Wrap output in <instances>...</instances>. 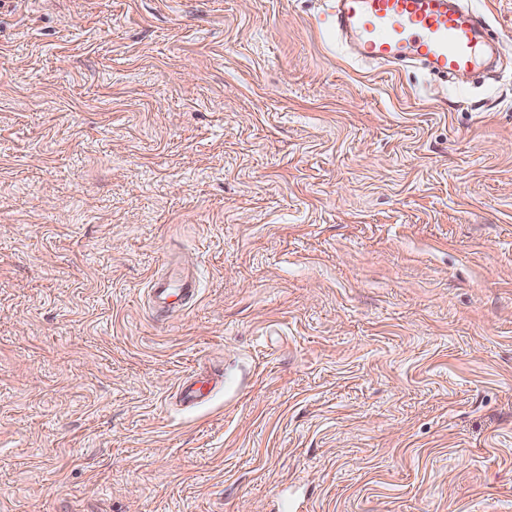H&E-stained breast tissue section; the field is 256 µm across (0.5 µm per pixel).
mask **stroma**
Listing matches in <instances>:
<instances>
[{"label": "stroma", "instance_id": "35a3bbf8", "mask_svg": "<svg viewBox=\"0 0 512 512\" xmlns=\"http://www.w3.org/2000/svg\"><path fill=\"white\" fill-rule=\"evenodd\" d=\"M468 4L482 80L328 0H5L0 512H512V0ZM197 291L192 274L177 266L174 273L153 279L149 285L152 308L160 315L166 314L176 305L187 304Z\"/></svg>", "mask_w": 512, "mask_h": 512}]
</instances>
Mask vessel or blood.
I'll list each match as a JSON object with an SVG mask.
<instances>
[{"instance_id":"1","label":"vessel or blood","mask_w":512,"mask_h":512,"mask_svg":"<svg viewBox=\"0 0 512 512\" xmlns=\"http://www.w3.org/2000/svg\"><path fill=\"white\" fill-rule=\"evenodd\" d=\"M331 30L356 59L395 65L415 59L448 76L485 69L491 49L482 18L459 0H333ZM197 291L185 268L153 279L149 298L158 314L187 304Z\"/></svg>"}]
</instances>
